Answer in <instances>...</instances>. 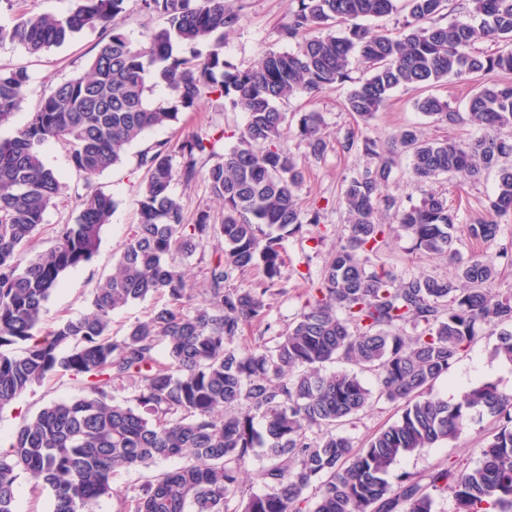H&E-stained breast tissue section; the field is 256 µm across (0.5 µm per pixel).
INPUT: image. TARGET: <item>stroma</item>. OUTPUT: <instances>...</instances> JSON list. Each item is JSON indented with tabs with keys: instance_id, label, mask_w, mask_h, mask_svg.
I'll return each instance as SVG.
<instances>
[{
	"instance_id": "1",
	"label": "stroma",
	"mask_w": 512,
	"mask_h": 512,
	"mask_svg": "<svg viewBox=\"0 0 512 512\" xmlns=\"http://www.w3.org/2000/svg\"><path fill=\"white\" fill-rule=\"evenodd\" d=\"M296 0H246L245 15L233 33L224 41V59L232 67L247 69L257 66L266 52L285 49L279 30L292 10ZM102 38L101 31H87L60 47H54L41 55L33 56L15 43L0 44V71L26 69L29 75V91L21 111L11 123L0 127V138L11 136L23 126L37 106L44 88L83 75L88 62ZM349 85L343 84L332 90L304 95L284 104L287 113L318 112L324 118L327 150L322 160L308 159V149L296 134L295 124L285 126L280 144L288 152L306 162L305 181L298 191L303 208L319 207L322 213L318 225L304 226L301 234L283 243L285 264L281 276L265 296L269 305L267 323H252L243 330L242 340L251 344L270 339L272 332L287 330L297 316L305 298L310 279L334 253L344 234L346 214L341 202L343 180L362 171L369 163L367 156L359 152H344L341 145L348 132L359 137L375 140L386 145L400 129L414 126L429 139H469L477 134L471 126L442 127L419 112L415 106L417 94L411 90L396 89L384 109L378 112L370 124H362L346 108ZM243 113L228 112L224 101L211 96L193 112H180L171 125L149 132L141 144L133 146L122 162L113 169L92 178H85L72 166L65 147L58 143L44 146L47 166L55 171L64 185L61 195L49 208L42 232L40 246L52 243V228L57 224L74 223L78 215L77 197L91 190H101L113 197L117 209L110 224L103 227L100 243L91 262L68 272L61 286L47 303L46 326L60 320L76 317L86 312L93 292L100 280L111 273L117 252L138 222L137 199L144 171L139 166L141 149L160 140L177 143L195 133L224 130L223 147H231L236 135L245 126ZM496 188V175L486 171L479 177L461 175L437 177L430 183L417 185L410 172L407 157H400L394 168L386 195L398 198L404 204H420L425 193L446 196L449 205L458 210L459 224L456 247L461 257L484 253L496 257L499 273L491 287L496 294H512V263L503 259V252L512 253V220L505 221L497 240L489 245H479L467 233V226L483 213L484 205ZM172 193L181 199L187 216L199 211L209 212L212 220H221L224 214L222 202L216 200L204 183L185 184L175 180ZM380 222L388 224L387 242L383 250L372 257L370 269L387 268L398 274H424L440 278L454 275L455 267L444 258H430L414 250L413 241L401 227L394 225L392 214L382 210ZM494 337L484 336L464 352L451 366L447 375L434 385V396L456 400L473 383L491 381L506 392H512V364L494 357ZM81 384L71 376L53 374L42 384L24 392L12 406L0 411V448H9L20 426L33 418L43 407L53 401L70 400L80 396ZM401 413L400 404L380 398L367 410L358 413L341 426L342 434L354 445L360 446L383 426L392 423ZM490 417H476L469 421L465 433L446 444L422 449L402 457L392 468V475L410 474L422 476L434 468L456 461L463 465H475L479 448L486 436L495 428Z\"/></svg>"
}]
</instances>
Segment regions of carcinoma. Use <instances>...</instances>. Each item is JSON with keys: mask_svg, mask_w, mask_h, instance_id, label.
<instances>
[{"mask_svg": "<svg viewBox=\"0 0 512 512\" xmlns=\"http://www.w3.org/2000/svg\"><path fill=\"white\" fill-rule=\"evenodd\" d=\"M125 2L73 0L63 14L28 15L0 28V43L31 55L89 29L109 31L84 75L46 89L29 121L0 139V410L54 372L81 381L85 391L42 409L0 455V512H16L19 470L49 490L53 512H96L112 496L120 512H435L436 496L448 491L459 512H512V394L483 381L457 401L429 393L484 326L496 336L494 356L512 363V298L488 288L497 275L494 257L474 255L447 279L366 269L386 243L381 203L415 249L455 255L457 212L446 198L429 193L405 206L381 196L400 154L418 184L497 170L486 216L468 226L471 239L496 241L499 220L512 216V136L501 135L512 128L511 82H478L464 112L432 95L416 99L417 109L443 126L478 127L476 138L430 140L405 127L380 151L368 138L346 136L344 151L375 162L344 180V241L273 345L240 343L245 325L267 320L268 288L226 287L254 268L263 283H274L284 238L320 223L319 210L298 203L305 165L278 145L288 124L279 104L352 81L354 59L367 76L349 91L347 109L366 125L398 88L422 92L450 75L512 72V0H466L446 24L447 0H298L280 31L294 49L270 51L258 67L234 71L224 62V36L241 21L244 0L234 9L225 0H141L142 10L165 19L144 44L115 26ZM401 8L407 15L396 38L360 24ZM480 39L509 50L479 51ZM200 46L207 48L203 58L194 53ZM181 47L193 54H179ZM154 83L166 86L174 105L151 101ZM28 84L24 69L0 74V126L22 108ZM213 93L224 97L225 111L246 116L236 144L220 154L215 146L224 134H193L175 147L144 150L139 222L112 274L88 312L39 333L52 292L67 271L92 260L116 207L101 191L78 196L75 223L55 225L54 244L35 250L62 189L43 146L62 144L75 170L91 178ZM294 118L308 155L322 159L320 113ZM177 177L206 184L224 204L222 223H209L205 211L186 223L170 191ZM210 242L218 246L198 295L182 260ZM150 295L168 303L112 335V312ZM405 324L419 332L404 333ZM19 342L26 343L22 353L3 351ZM336 362L354 370L327 369ZM362 372L376 375L378 393L364 385ZM129 380L132 398L115 400L114 386ZM377 397L403 403V412L356 448L338 429ZM474 413L497 422L475 466L452 462L418 478L388 479L401 457L458 439ZM260 451L266 463L253 478L268 492L245 499L240 475ZM176 456L187 462L144 477L134 495L112 488L116 470L143 471Z\"/></svg>", "mask_w": 512, "mask_h": 512, "instance_id": "carcinoma-1", "label": "carcinoma"}]
</instances>
